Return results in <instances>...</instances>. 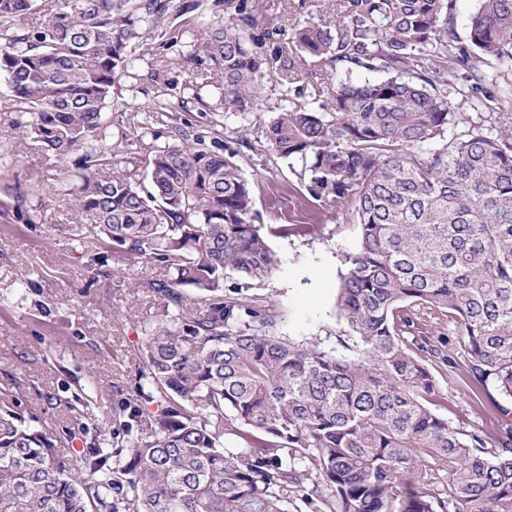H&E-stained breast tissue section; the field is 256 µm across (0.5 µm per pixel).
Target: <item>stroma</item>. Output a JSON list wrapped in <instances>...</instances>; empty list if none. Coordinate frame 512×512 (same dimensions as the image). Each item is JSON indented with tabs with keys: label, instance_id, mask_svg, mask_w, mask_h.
<instances>
[{
	"label": "stroma",
	"instance_id": "stroma-1",
	"mask_svg": "<svg viewBox=\"0 0 512 512\" xmlns=\"http://www.w3.org/2000/svg\"><path fill=\"white\" fill-rule=\"evenodd\" d=\"M254 4L262 25L284 32L295 17L310 24L336 16V0H319L301 14L290 0ZM223 15L217 0H171L164 21L131 44L99 132L115 161L98 173L142 176L145 156L173 142L178 128L193 147L231 156L247 178L262 182L254 205L262 228L291 227L288 236L270 234L279 265L259 288L278 308L279 333L296 342L339 333L340 274L359 229L335 208L318 212L289 194L294 175L261 140L283 90L279 64L262 81L257 109L228 112L221 75L189 60L202 29ZM19 119L0 80V400L16 401L31 426L52 429L59 453L68 455L113 433L112 410L136 378L135 350L160 319V303L144 282L166 272L112 260L87 268L96 245L79 238L70 196L79 156L59 159L23 136ZM19 189L26 193L20 207L13 199ZM439 385L448 396L440 416L495 432L492 400L475 404L454 374Z\"/></svg>",
	"mask_w": 512,
	"mask_h": 512
}]
</instances>
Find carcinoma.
<instances>
[{
	"label": "carcinoma",
	"instance_id": "obj_1",
	"mask_svg": "<svg viewBox=\"0 0 512 512\" xmlns=\"http://www.w3.org/2000/svg\"><path fill=\"white\" fill-rule=\"evenodd\" d=\"M32 7L0 0V78L22 134L65 158L169 0H58L37 35L10 31ZM277 32L224 0L192 56L222 72L227 112L253 110L283 59L288 99L262 137L296 193L359 226L345 334L278 335L255 292L279 263L252 220L257 182L224 154L180 133L146 155L144 184L99 177L114 157L85 153L91 261L168 269L146 281L161 321L113 409L125 446L60 455L0 405V512H512V412L496 405L490 435L432 410L449 371L512 401V131L482 108L512 87V0H479L464 39L454 0H336V20L295 25L288 57L266 53Z\"/></svg>",
	"mask_w": 512,
	"mask_h": 512
}]
</instances>
